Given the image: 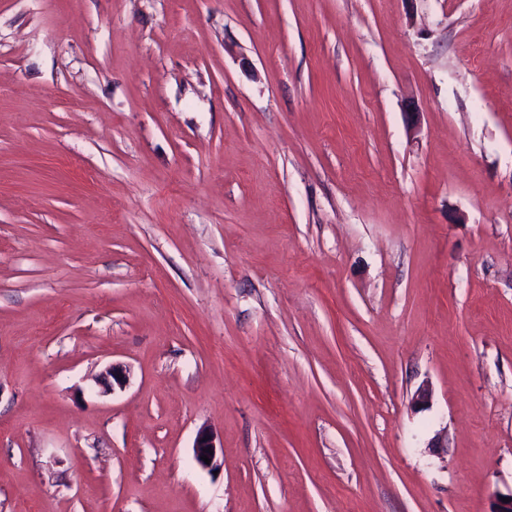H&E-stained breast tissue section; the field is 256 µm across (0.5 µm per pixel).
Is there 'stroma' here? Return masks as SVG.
Here are the masks:
<instances>
[{
    "instance_id": "35a3bbf8",
    "label": "stroma",
    "mask_w": 512,
    "mask_h": 512,
    "mask_svg": "<svg viewBox=\"0 0 512 512\" xmlns=\"http://www.w3.org/2000/svg\"><path fill=\"white\" fill-rule=\"evenodd\" d=\"M497 491L512 0H0V512ZM208 448H211L213 454H210ZM218 451V447L216 445V436L214 433L207 429L202 428L198 431L195 442H194V459L195 462L202 468H208L213 465V462L216 458ZM207 455L210 459V464H206L204 460L201 459V456Z\"/></svg>"
}]
</instances>
